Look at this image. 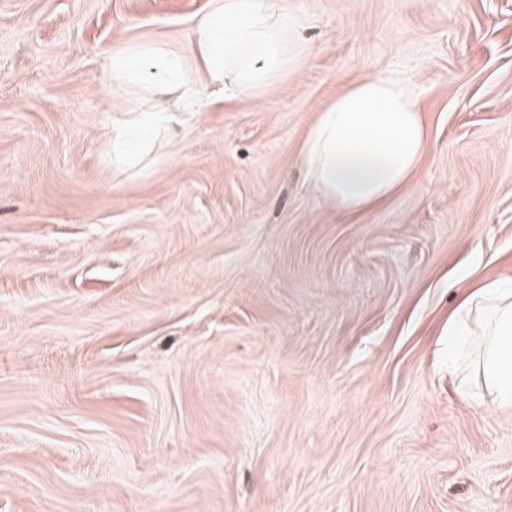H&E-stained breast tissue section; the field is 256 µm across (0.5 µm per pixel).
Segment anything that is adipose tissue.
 I'll return each mask as SVG.
<instances>
[{
  "mask_svg": "<svg viewBox=\"0 0 512 512\" xmlns=\"http://www.w3.org/2000/svg\"><path fill=\"white\" fill-rule=\"evenodd\" d=\"M288 0H208L186 40L110 52L106 74L127 93L102 156L134 165L149 132H173L182 111L218 99L256 96L296 73L312 47ZM428 149L423 111L411 86L393 75L350 83L319 111L301 145L313 191L340 211L374 208L413 178ZM448 370L478 380L481 404L512 407V280L467 287L448 315Z\"/></svg>",
  "mask_w": 512,
  "mask_h": 512,
  "instance_id": "ef3b65f1",
  "label": "adipose tissue"
}]
</instances>
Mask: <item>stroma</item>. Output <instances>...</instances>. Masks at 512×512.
Masks as SVG:
<instances>
[{
    "instance_id": "stroma-1",
    "label": "stroma",
    "mask_w": 512,
    "mask_h": 512,
    "mask_svg": "<svg viewBox=\"0 0 512 512\" xmlns=\"http://www.w3.org/2000/svg\"><path fill=\"white\" fill-rule=\"evenodd\" d=\"M291 2L296 73L120 169L105 54L207 0H0V512H512V408L442 334L512 277V0ZM379 73L429 149L347 214L300 147Z\"/></svg>"
}]
</instances>
